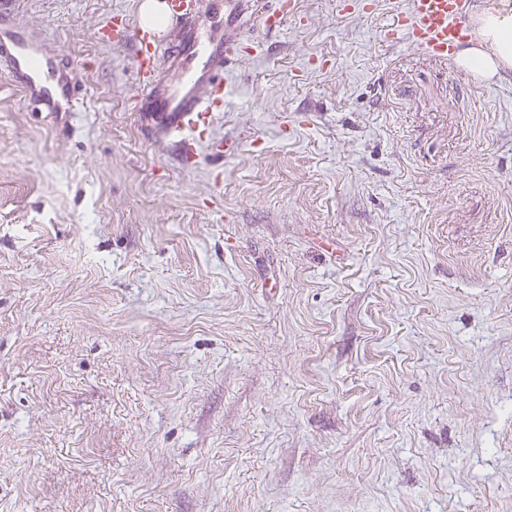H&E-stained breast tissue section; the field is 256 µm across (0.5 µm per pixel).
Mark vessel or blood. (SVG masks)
I'll return each instance as SVG.
<instances>
[{
	"mask_svg": "<svg viewBox=\"0 0 512 512\" xmlns=\"http://www.w3.org/2000/svg\"><path fill=\"white\" fill-rule=\"evenodd\" d=\"M177 40L153 29L133 27L140 111L148 113L161 137L172 142L184 164L197 157V140L209 128L224 98L223 74L234 62L241 30L252 21L280 29L295 9L294 0H221L204 8L202 0H166ZM475 0H393L384 38L407 40L438 58L453 57L470 36ZM0 69L30 102L48 112H74L80 101L63 68L24 32L13 0H0Z\"/></svg>",
	"mask_w": 512,
	"mask_h": 512,
	"instance_id": "b4317fda",
	"label": "vessel or blood"
}]
</instances>
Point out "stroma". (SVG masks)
Instances as JSON below:
<instances>
[{"label":"stroma","instance_id":"obj_1","mask_svg":"<svg viewBox=\"0 0 512 512\" xmlns=\"http://www.w3.org/2000/svg\"><path fill=\"white\" fill-rule=\"evenodd\" d=\"M17 0L0 69V512H512V72L296 0L183 167L114 15ZM13 0L0 2V69L44 112H76L80 97L63 68L23 31Z\"/></svg>","mask_w":512,"mask_h":512}]
</instances>
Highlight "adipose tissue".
Here are the masks:
<instances>
[{"instance_id": "adipose-tissue-1", "label": "adipose tissue", "mask_w": 512, "mask_h": 512, "mask_svg": "<svg viewBox=\"0 0 512 512\" xmlns=\"http://www.w3.org/2000/svg\"><path fill=\"white\" fill-rule=\"evenodd\" d=\"M473 42L456 56L458 67L471 77L488 81L512 71V0H495L474 18Z\"/></svg>"}]
</instances>
